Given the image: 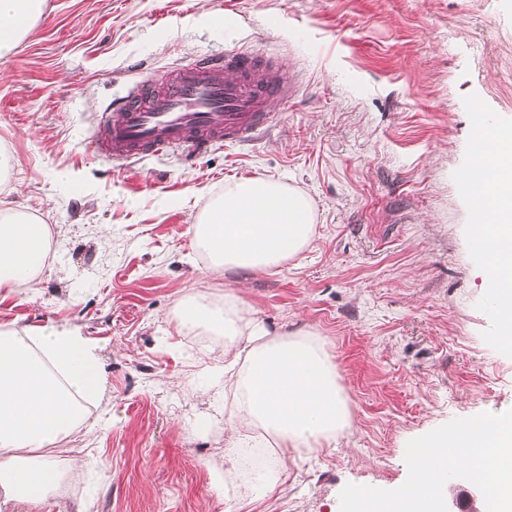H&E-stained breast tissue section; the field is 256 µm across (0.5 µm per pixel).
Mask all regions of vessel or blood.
<instances>
[{
    "label": "vessel or blood",
    "mask_w": 512,
    "mask_h": 512,
    "mask_svg": "<svg viewBox=\"0 0 512 512\" xmlns=\"http://www.w3.org/2000/svg\"><path fill=\"white\" fill-rule=\"evenodd\" d=\"M295 84L252 52L228 50L171 73L146 77L102 113L92 141L99 156L123 162L181 147L196 155L214 142H243L271 116L270 102Z\"/></svg>",
    "instance_id": "vessel-or-blood-1"
}]
</instances>
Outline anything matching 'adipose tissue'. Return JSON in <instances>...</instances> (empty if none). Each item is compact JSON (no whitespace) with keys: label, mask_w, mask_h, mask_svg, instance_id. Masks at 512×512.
<instances>
[{"label":"adipose tissue","mask_w":512,"mask_h":512,"mask_svg":"<svg viewBox=\"0 0 512 512\" xmlns=\"http://www.w3.org/2000/svg\"><path fill=\"white\" fill-rule=\"evenodd\" d=\"M48 0H0V57L35 30ZM484 177L471 195L470 231L483 240L496 303L494 339L512 352V129L484 136ZM13 153L0 145V293L33 294L49 268L50 234L41 219L12 206ZM315 231L304 191L262 176L235 180L212 195L194 242L216 275L274 273L301 254ZM171 319L183 333L223 339V363L210 386L223 390L233 440L271 438L283 449L314 450L352 426L335 366L309 332L266 330L233 293L180 299ZM106 372L79 331L54 325L0 329V491L16 504L43 499L61 479L52 453L99 406Z\"/></svg>","instance_id":"adipose-tissue-1"}]
</instances>
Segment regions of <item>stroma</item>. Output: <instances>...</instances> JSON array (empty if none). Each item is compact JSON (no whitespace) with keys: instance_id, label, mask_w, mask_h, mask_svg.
<instances>
[{"instance_id":"35a3bbf8","label":"stroma","mask_w":512,"mask_h":512,"mask_svg":"<svg viewBox=\"0 0 512 512\" xmlns=\"http://www.w3.org/2000/svg\"><path fill=\"white\" fill-rule=\"evenodd\" d=\"M233 47L298 81L270 129L192 159L96 155L115 96ZM511 127L512 0H49L0 58V144L52 269L33 297L0 298V325L78 327L107 391L104 420L62 443L65 479L27 512H340L347 484L405 482L410 440L512 404L462 180L477 129ZM257 175L311 196L314 237L277 273L211 274L191 226L225 181ZM196 291L234 292L270 332L315 333L346 393L353 424L335 441L255 450L287 468L267 495L243 472L234 500L214 485L224 401L202 395L190 358L221 342L170 318Z\"/></svg>"}]
</instances>
